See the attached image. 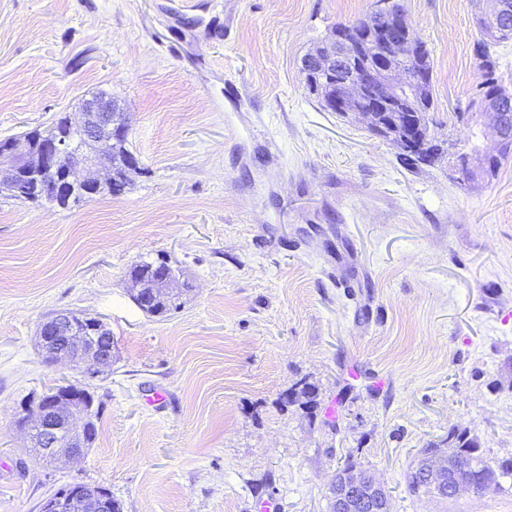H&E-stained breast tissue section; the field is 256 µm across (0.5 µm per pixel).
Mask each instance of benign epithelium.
<instances>
[{"label": "benign epithelium", "mask_w": 512, "mask_h": 512, "mask_svg": "<svg viewBox=\"0 0 512 512\" xmlns=\"http://www.w3.org/2000/svg\"><path fill=\"white\" fill-rule=\"evenodd\" d=\"M474 4L477 20L488 25L490 34L503 37L512 33L497 22L505 9L504 0H474ZM373 15L377 24L370 28H378L380 38L338 28L325 48L307 56L304 72L315 74L319 92L336 111L362 120L373 134L388 140L398 151L418 153L426 166L446 159L453 167L461 156L472 183H489L490 164L500 158L508 140L497 103L480 95L470 111L462 113V119L479 136L494 137L497 151L461 147L453 139H433L426 132L427 114L420 106L423 94L433 85V76L417 65L425 45L413 36L406 15L394 11L391 0L376 5ZM128 133L127 122L112 117V100L93 97L54 137L1 142L0 187L15 189L29 182L38 196L58 200L70 191V174L76 171L86 191L95 195L114 185L112 145ZM42 341L48 362L77 364L89 377L98 376L112 360V340L83 335L64 312L43 328ZM87 398L85 389L63 385L57 397L40 403L33 416L23 414L19 424L29 434L38 435L40 447L48 451L67 445L69 451L62 459L76 461L94 433L92 418L75 412ZM424 474L434 489L453 497L464 489L483 487L472 474L471 465L462 460L451 474L441 459L430 458L424 463ZM330 493L336 512H384V490L367 473L352 469L336 475ZM74 497L82 498L90 512H113V498L107 488L83 483L44 500L42 512H60L65 501Z\"/></svg>", "instance_id": "7a95c632"}]
</instances>
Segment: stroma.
Returning a JSON list of instances; mask_svg holds the SVG:
<instances>
[{"mask_svg":"<svg viewBox=\"0 0 512 512\" xmlns=\"http://www.w3.org/2000/svg\"><path fill=\"white\" fill-rule=\"evenodd\" d=\"M189 1L0 0V140L105 92L139 162L117 197L0 193V512L74 482L121 512H329L349 461L391 512H512V478L448 500L405 480L454 427L512 457V158L468 188L321 107L303 58L375 0ZM402 3L433 59L434 128L466 142L474 4ZM157 259L190 284L162 317L126 276ZM61 310L111 329L100 376L44 361L38 329ZM303 378L313 420L280 404ZM64 383L93 394L99 433L42 465L17 418Z\"/></svg>","mask_w":512,"mask_h":512,"instance_id":"obj_1","label":"stroma"}]
</instances>
